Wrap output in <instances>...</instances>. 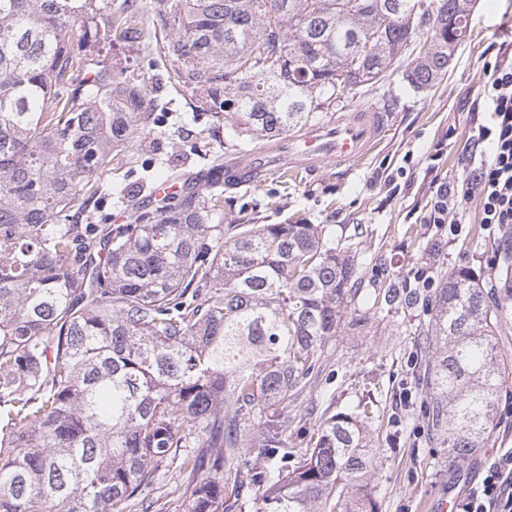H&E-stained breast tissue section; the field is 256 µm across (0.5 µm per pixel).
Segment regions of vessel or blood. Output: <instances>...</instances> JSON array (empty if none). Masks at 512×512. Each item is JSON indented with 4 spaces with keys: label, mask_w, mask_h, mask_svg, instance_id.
I'll return each mask as SVG.
<instances>
[{
    "label": "vessel or blood",
    "mask_w": 512,
    "mask_h": 512,
    "mask_svg": "<svg viewBox=\"0 0 512 512\" xmlns=\"http://www.w3.org/2000/svg\"><path fill=\"white\" fill-rule=\"evenodd\" d=\"M383 124L381 110L364 108L337 120L331 142H324L321 127L308 126L291 137L288 150L310 168L328 159L340 164L356 162L370 152Z\"/></svg>",
    "instance_id": "vessel-or-blood-1"
}]
</instances>
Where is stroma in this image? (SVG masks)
Returning a JSON list of instances; mask_svg holds the SVG:
<instances>
[{
	"mask_svg": "<svg viewBox=\"0 0 512 512\" xmlns=\"http://www.w3.org/2000/svg\"><path fill=\"white\" fill-rule=\"evenodd\" d=\"M141 19L134 39L96 45L115 66L144 75L154 117L148 142L113 155L104 178L112 221L125 224L131 206L146 200L167 177V160L178 155L188 176L216 164L233 166L240 155L260 153L276 170L249 182L224 185V224H326L341 248L374 259L364 270L368 289L421 275L428 288L437 285L440 267L466 266L486 284L497 283L502 270L497 249L512 250V229L489 235L481 223L477 197H458L456 209L465 224L452 236L447 226L429 221L439 187L463 182L468 170L461 161L488 102L482 95L487 65L512 59V0H477L470 32L456 50L444 78L433 88H409L404 66L374 85L341 92L333 111L322 113L328 125L358 108L376 106L387 112L381 140L361 163H328L318 170L290 163L279 139H253L232 121L211 116L206 95L194 83L175 78L177 61L168 47L178 30L159 9V0H140ZM438 243L430 253L429 243ZM410 311L391 314L359 329L342 325L329 343L327 365L299 399L308 413L297 422L290 444L308 448L323 414L373 398L377 417L368 425L376 469L370 486L378 512H430L438 497L468 493L500 449L512 448V376L498 397L495 425L477 456L454 462L430 441L422 422L427 394L421 376L425 352L421 337L407 329ZM185 471L171 464L159 467L153 482L130 503L141 512H181Z\"/></svg>",
	"mask_w": 512,
	"mask_h": 512,
	"instance_id": "1",
	"label": "stroma"
}]
</instances>
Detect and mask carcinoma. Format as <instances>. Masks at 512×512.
I'll return each mask as SVG.
<instances>
[{
	"instance_id": "1",
	"label": "carcinoma",
	"mask_w": 512,
	"mask_h": 512,
	"mask_svg": "<svg viewBox=\"0 0 512 512\" xmlns=\"http://www.w3.org/2000/svg\"><path fill=\"white\" fill-rule=\"evenodd\" d=\"M427 2V13L414 12ZM174 57L216 119L255 137L307 125L339 77L434 86L472 0H173ZM137 0H0V512H126L164 463L186 512H377L374 401L289 446V408L343 322L421 307L424 422L452 460L483 447L508 367L503 310L466 268L366 291L324 224L218 222L224 174L181 182L132 223L72 224L112 153L150 135L145 78L92 50L137 33ZM378 34L367 44L369 32Z\"/></svg>"
}]
</instances>
